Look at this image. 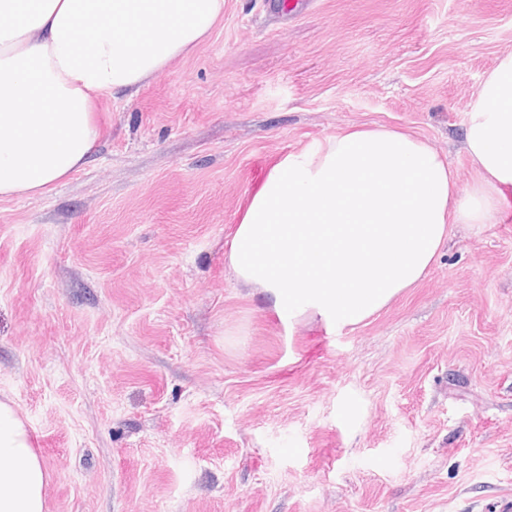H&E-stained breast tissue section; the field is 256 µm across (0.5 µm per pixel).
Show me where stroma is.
Returning a JSON list of instances; mask_svg holds the SVG:
<instances>
[{
	"mask_svg": "<svg viewBox=\"0 0 512 512\" xmlns=\"http://www.w3.org/2000/svg\"><path fill=\"white\" fill-rule=\"evenodd\" d=\"M224 0L189 55L100 99L91 160L0 199V401L47 512H494L512 501V204L455 224L356 327L227 265L256 163L386 127L476 168L466 116L512 0Z\"/></svg>",
	"mask_w": 512,
	"mask_h": 512,
	"instance_id": "1",
	"label": "stroma"
}]
</instances>
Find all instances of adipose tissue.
<instances>
[{"label":"adipose tissue","mask_w":512,"mask_h":512,"mask_svg":"<svg viewBox=\"0 0 512 512\" xmlns=\"http://www.w3.org/2000/svg\"><path fill=\"white\" fill-rule=\"evenodd\" d=\"M224 0H0V198L40 194L92 154L99 97L143 85L190 53ZM478 178L409 133L355 129L283 155L251 193L227 262L278 313L354 327L412 287L450 225L486 224L512 192V53L468 112ZM50 475L0 401V512H46Z\"/></svg>","instance_id":"ef3b65f1"}]
</instances>
